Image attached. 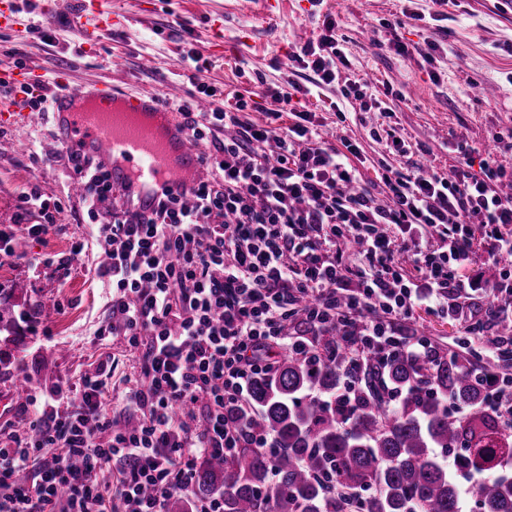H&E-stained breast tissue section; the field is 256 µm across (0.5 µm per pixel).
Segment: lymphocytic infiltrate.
I'll return each instance as SVG.
<instances>
[{
    "mask_svg": "<svg viewBox=\"0 0 512 512\" xmlns=\"http://www.w3.org/2000/svg\"><path fill=\"white\" fill-rule=\"evenodd\" d=\"M335 29L325 21L318 41L291 56L318 88L337 78ZM272 100L270 125L253 122L240 96L220 112L179 104L193 142L209 146V173L148 214L118 209L109 172L68 150L107 244L98 270L112 288V321L98 334L136 351L140 373L115 396L102 360L48 398L28 396L31 420L0 436V512H167L174 494H193L200 459L271 448L239 415L276 350L350 326L358 362L434 354L410 327L417 308L444 310L470 332L483 290L512 295L501 264L512 256V194L502 192L512 185L511 140L495 156L464 152L449 177L382 174V202L345 153L321 146L310 111L278 126L292 92ZM35 209L38 224L28 221ZM61 209L37 189L23 192L14 224L0 229V252L13 253L21 236L43 239ZM478 240L498 267L486 289L464 275ZM350 243L363 265L350 263ZM296 317L310 322V336L290 330ZM499 352L495 337L478 357L460 358L492 412L512 408V370L483 367Z\"/></svg>",
    "mask_w": 512,
    "mask_h": 512,
    "instance_id": "obj_1",
    "label": "lymphocytic infiltrate"
}]
</instances>
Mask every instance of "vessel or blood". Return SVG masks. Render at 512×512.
I'll list each match as a JSON object with an SVG mask.
<instances>
[{
    "label": "vessel or blood",
    "mask_w": 512,
    "mask_h": 512,
    "mask_svg": "<svg viewBox=\"0 0 512 512\" xmlns=\"http://www.w3.org/2000/svg\"><path fill=\"white\" fill-rule=\"evenodd\" d=\"M83 43L96 45L112 24L108 0H76ZM51 118L60 144L105 165L120 189V209L147 213L165 196L199 180L200 154L178 114L144 92L86 81L58 93Z\"/></svg>",
    "instance_id": "b4317fda"
}]
</instances>
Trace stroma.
<instances>
[{
  "instance_id": "35a3bbf8",
  "label": "stroma",
  "mask_w": 512,
  "mask_h": 512,
  "mask_svg": "<svg viewBox=\"0 0 512 512\" xmlns=\"http://www.w3.org/2000/svg\"><path fill=\"white\" fill-rule=\"evenodd\" d=\"M20 22L0 28V72L25 74L41 84L77 85L101 80L138 88L160 101L189 98L206 83L256 101L252 120L265 118L267 96L289 84L308 86L310 71L292 67L295 47L316 39L325 15L348 61L341 76L367 85L390 118L362 111L331 86L310 96L327 146L349 139L359 147L351 163L373 193H381L385 168L432 167L448 172L464 150L493 148V138L512 133V4L506 0H280L275 14L260 13L254 0H111L118 15L101 42L83 47L70 22L73 0H58L45 16L42 0H14ZM436 43L434 61L402 56L395 42ZM209 63L194 68L193 57ZM15 129L0 127V225L13 223L21 192L38 189L62 200L57 229L45 241H21L13 255L0 254V428L11 430L27 416L22 383L44 393L77 381L98 360L114 363L112 386L124 391L138 367L123 343L99 339L111 291L95 275L102 244L93 236L82 201L70 186L74 173L63 146L52 141L42 119ZM396 129L406 155L379 142L384 126ZM83 243L72 255L74 243ZM44 253L58 260L35 267ZM414 329L456 348L465 331L446 313L419 309Z\"/></svg>"
}]
</instances>
